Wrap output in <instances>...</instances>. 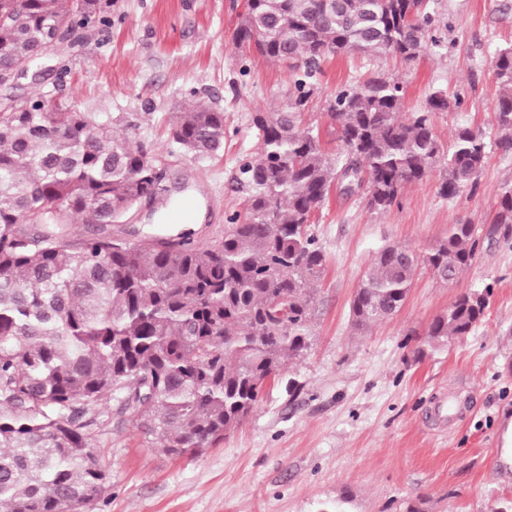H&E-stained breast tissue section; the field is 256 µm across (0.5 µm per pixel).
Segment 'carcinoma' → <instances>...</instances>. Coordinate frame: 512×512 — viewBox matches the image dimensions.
<instances>
[{
    "mask_svg": "<svg viewBox=\"0 0 512 512\" xmlns=\"http://www.w3.org/2000/svg\"><path fill=\"white\" fill-rule=\"evenodd\" d=\"M0 0V71L78 46L85 24L112 25V0ZM436 18L423 0H249L233 32L287 61L286 112L256 108L257 150L231 182L243 207L226 215L224 238L201 243L147 236H78L74 224H119L155 200L150 145L114 132L90 112H55L37 94L0 99V512H73L108 490L95 448L104 408L128 417L150 448L199 454L262 401L260 383L281 379L311 346L314 300L326 256L311 218L330 189L365 184L366 205L385 212L446 156L441 194L475 187L487 158L483 132L455 130L443 150L434 115L459 96L432 92L402 115L404 84L378 74L336 87L330 118L341 151L331 158L302 116L322 63L338 55L414 61L435 46ZM496 147L512 152V44L497 50ZM169 134L197 158L224 145V113L196 101L171 116ZM512 233V185L482 232L450 225L448 237L405 263L389 245L368 268L350 306L362 333L402 306L419 264L448 283L479 258L483 242ZM492 286L459 295L430 324L439 349L483 319Z\"/></svg>",
    "mask_w": 512,
    "mask_h": 512,
    "instance_id": "cac0c4a2",
    "label": "carcinoma"
}]
</instances>
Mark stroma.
<instances>
[{
	"label": "stroma",
	"instance_id": "stroma-1",
	"mask_svg": "<svg viewBox=\"0 0 512 512\" xmlns=\"http://www.w3.org/2000/svg\"><path fill=\"white\" fill-rule=\"evenodd\" d=\"M442 48L407 64L392 56H339L325 62L320 88L303 114L326 153L336 154L328 112L337 86L377 73L406 87L404 109L425 108L436 89L460 94V108L437 113L435 132L451 145L457 127L481 130L487 163L474 192L440 193L443 166L408 186L387 212L361 196L331 190L312 230L327 255L315 299L313 346L294 371L299 384L271 386L253 415L214 447L170 457L147 447L130 421L110 417L97 446L108 477L105 496L85 512H493L512 501V464L502 434L512 421V237L484 247L477 262L444 284L418 269L401 309L362 334L351 327L350 302L374 255L388 245L425 253L448 236L449 224L491 222L512 153L497 149L498 83L492 58L512 44V0H431ZM233 0H112L111 28L75 49L50 53L66 75L20 80L10 94L47 90L59 111L111 117L115 131L152 144L167 158L165 202L142 203L112 233L195 241L222 239L226 214L240 196L230 177L239 158L257 149L255 108L284 112L287 64L235 51ZM198 91L223 112L224 149L215 157L183 154L168 137L171 113ZM202 196L207 210L190 225L160 223L164 203ZM492 284L482 322L448 347L427 350L433 319L463 291Z\"/></svg>",
	"mask_w": 512,
	"mask_h": 512
}]
</instances>
